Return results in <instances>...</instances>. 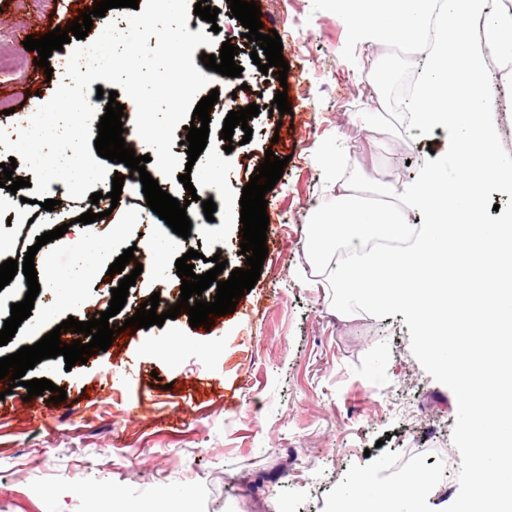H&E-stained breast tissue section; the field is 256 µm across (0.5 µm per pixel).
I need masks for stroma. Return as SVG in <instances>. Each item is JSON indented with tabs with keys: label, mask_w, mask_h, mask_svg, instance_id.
Segmentation results:
<instances>
[{
	"label": "stroma",
	"mask_w": 512,
	"mask_h": 512,
	"mask_svg": "<svg viewBox=\"0 0 512 512\" xmlns=\"http://www.w3.org/2000/svg\"><path fill=\"white\" fill-rule=\"evenodd\" d=\"M209 2L219 8L222 27L205 54H219L222 42H231L248 77L243 86L211 81L219 92L210 114L214 136L190 174L196 184L205 169L219 165L225 205L207 229L168 254L165 278L146 271L147 287L129 295L142 302L165 292L178 280L176 260L191 249L200 254L195 274L209 271L217 253L228 269L243 267L239 201L270 150L289 163L266 195L268 255L260 278L211 328L191 327L183 313L160 327L131 330L123 345L87 363L69 368L59 356L26 372V379L62 387L67 398L60 403L44 394L28 397L24 386L0 379V512H97L88 494L95 487L109 491L114 512H135L139 501L146 512H336L338 494L368 471L382 483L429 476L431 512H443L459 491L456 470L443 462L458 453L454 394L413 357L403 315L340 318L330 289L311 287L303 274L308 221L330 199L314 159L325 138L338 137L351 167L397 191L431 154H442L443 140L410 137L405 125L379 112L368 60L382 58L386 47L376 43L344 60L346 26L333 13L313 11L312 0H255L281 38L290 66L283 81L253 66L254 46L227 0ZM56 8L57 0H0V58L15 63L0 74V85L19 88L24 110L36 117L45 101L66 96L70 86L61 75L45 76L3 20L42 18L33 30L39 38L60 25ZM282 87L295 111L284 125L269 113ZM251 103L260 107L249 122L252 135L235 129V147L225 152L219 134L227 114ZM95 139L88 134L77 155L96 169L97 182L58 193L50 212L41 207L49 194L40 159L0 148V163L15 160V176L30 181L16 194L0 187V254L23 260L37 236L67 226L63 237L38 246L34 264L42 276L47 261L61 262L78 239L108 245L106 253L86 258L92 273L83 281L85 319L107 309L113 260L169 230L141 212L136 186L108 217L80 223L89 196L107 190L113 177ZM116 224L121 234H113ZM71 314L40 292L29 319L0 346V358L36 343ZM169 334L175 337L169 352L152 351ZM31 409L44 412L46 424L28 423Z\"/></svg>",
	"instance_id": "35a3bbf8"
}]
</instances>
